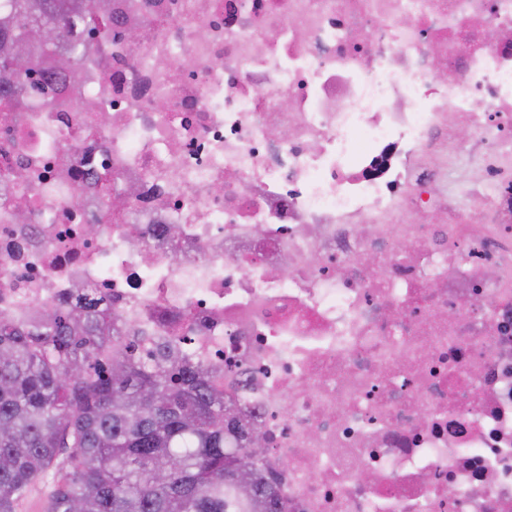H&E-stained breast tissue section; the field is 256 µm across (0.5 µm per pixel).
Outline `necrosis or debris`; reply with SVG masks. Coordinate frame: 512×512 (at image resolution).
<instances>
[{
	"label": "necrosis or debris",
	"instance_id": "1",
	"mask_svg": "<svg viewBox=\"0 0 512 512\" xmlns=\"http://www.w3.org/2000/svg\"><path fill=\"white\" fill-rule=\"evenodd\" d=\"M109 2L0 113V311L180 340L283 512H512V0Z\"/></svg>",
	"mask_w": 512,
	"mask_h": 512
}]
</instances>
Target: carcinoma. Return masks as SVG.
Returning a JSON list of instances; mask_svg holds the SVG:
<instances>
[{
	"instance_id": "obj_1",
	"label": "carcinoma",
	"mask_w": 512,
	"mask_h": 512,
	"mask_svg": "<svg viewBox=\"0 0 512 512\" xmlns=\"http://www.w3.org/2000/svg\"><path fill=\"white\" fill-rule=\"evenodd\" d=\"M93 0H0V102L54 93L93 54L84 35L109 30ZM57 30L55 42L38 33ZM29 67L12 71L13 39ZM243 423L201 363L172 344L132 354L100 300L47 304L17 321L0 312V512H21L50 487L44 512H281ZM248 456L250 483L235 479Z\"/></svg>"
}]
</instances>
